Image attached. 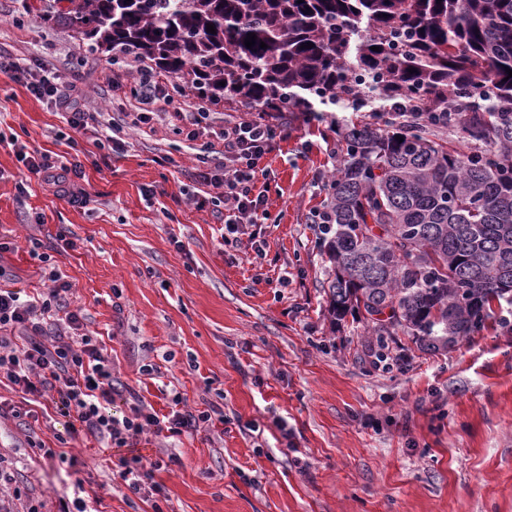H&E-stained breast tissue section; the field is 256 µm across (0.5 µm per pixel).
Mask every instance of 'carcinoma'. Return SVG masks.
<instances>
[{"instance_id": "1", "label": "carcinoma", "mask_w": 512, "mask_h": 512, "mask_svg": "<svg viewBox=\"0 0 512 512\" xmlns=\"http://www.w3.org/2000/svg\"><path fill=\"white\" fill-rule=\"evenodd\" d=\"M66 2L41 22L215 101L370 107L341 134L326 201L334 319L358 315L382 349L400 330L434 353L512 323L495 310L512 305V0ZM398 100L444 118L382 119L374 103Z\"/></svg>"}]
</instances>
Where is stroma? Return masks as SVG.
I'll return each instance as SVG.
<instances>
[{
	"mask_svg": "<svg viewBox=\"0 0 512 512\" xmlns=\"http://www.w3.org/2000/svg\"><path fill=\"white\" fill-rule=\"evenodd\" d=\"M0 49L52 62L77 107L108 119L137 107V61L114 74L110 55L43 25L23 0H0ZM361 118L338 107L287 114L288 137L266 158L257 258L245 240L223 239V208L193 202L208 193L193 177L200 142L155 120L104 156L0 73V288H49L54 265L70 309L145 404L162 415L177 395L224 416L193 434L139 437L140 453L161 463L163 492L146 498L113 485L111 449L69 434L52 395L0 382V462L12 474L0 512H62L78 495L89 512H512V331L436 355L400 333L384 370L363 321L329 316V264L310 223L337 164L334 123ZM22 145L56 159L82 149L86 206L28 173ZM37 438L55 457L30 448Z\"/></svg>",
	"mask_w": 512,
	"mask_h": 512,
	"instance_id": "35a3bbf8",
	"label": "stroma"
}]
</instances>
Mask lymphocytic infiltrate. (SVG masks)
<instances>
[{"label":"lymphocytic infiltrate","mask_w":512,"mask_h":512,"mask_svg":"<svg viewBox=\"0 0 512 512\" xmlns=\"http://www.w3.org/2000/svg\"><path fill=\"white\" fill-rule=\"evenodd\" d=\"M0 73L9 74L36 100L63 112L74 133L104 138L114 152L123 151L126 130L140 128L156 117L172 123L188 141L204 140L206 153L199 158L195 179L219 189L215 201L224 207L225 229L251 226L250 247L255 255H262L265 241L260 228L269 212L267 190L261 182L270 176L264 160L288 136L287 125L277 114L261 112L216 123L205 99L187 95L175 100L168 90V74L141 66L135 74L140 111L125 112L103 123L94 112L75 107L55 65L39 60L28 66L0 51ZM17 156L57 197L74 206L86 204L87 193L70 185L71 177L82 173L80 160L58 165L48 154L23 147ZM49 280L46 291L26 296L17 289L0 288V379L31 395L55 391L61 411L70 419L69 432L84 431L118 453L117 476L125 488L134 494H159L161 488L153 481L159 461L130 459L123 456V449L147 432L167 439L199 430L209 424L211 414L183 407L178 397L164 416L139 399L131 413L114 412L120 383L112 374V359L96 338L85 333L81 313L68 308L70 285L61 272L50 271Z\"/></svg>","instance_id":"f902f5d3"}]
</instances>
